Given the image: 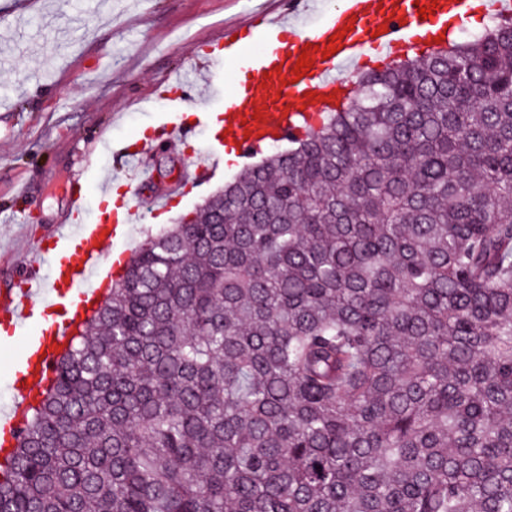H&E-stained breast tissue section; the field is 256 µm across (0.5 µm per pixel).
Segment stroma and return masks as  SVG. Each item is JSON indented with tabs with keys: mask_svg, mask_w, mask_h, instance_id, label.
I'll return each instance as SVG.
<instances>
[{
	"mask_svg": "<svg viewBox=\"0 0 512 512\" xmlns=\"http://www.w3.org/2000/svg\"><path fill=\"white\" fill-rule=\"evenodd\" d=\"M258 8L279 14L284 0H0V290L14 287L30 249L67 223L74 183L86 194V222L95 220L113 150L172 121L158 93L194 42L245 24ZM205 147L199 129L145 165L166 188L204 163ZM244 166L223 162L165 209L144 210L135 241L193 211Z\"/></svg>",
	"mask_w": 512,
	"mask_h": 512,
	"instance_id": "obj_1",
	"label": "stroma"
}]
</instances>
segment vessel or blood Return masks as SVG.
Returning a JSON list of instances; mask_svg holds the SVG:
<instances>
[{
	"label": "vessel or blood",
	"instance_id": "b4317fda",
	"mask_svg": "<svg viewBox=\"0 0 512 512\" xmlns=\"http://www.w3.org/2000/svg\"><path fill=\"white\" fill-rule=\"evenodd\" d=\"M422 6L432 8V15L420 17L418 9ZM468 10V0H340L325 19L299 30L286 41L280 35L284 24H297L299 0H289L287 18L282 22L266 12H253L252 28L267 33L256 57V74L240 90L225 95L226 119L223 125L208 129L207 163L187 168L180 181L170 185V193L179 192L185 185L205 183L222 161L223 146H231L240 156L248 157L270 143L294 136L297 100L312 95L322 105H331L340 76L360 59L370 54L393 59L416 28L445 30L449 18H464ZM222 46L244 48L241 27L225 29L220 41L203 42L201 49L209 56ZM303 55L311 68L300 78L295 67ZM200 76V70L192 63L176 74L165 95L171 112L183 111L182 93L197 85ZM168 137V130L163 129L134 147L120 148L126 193L122 199H115L111 178H103L99 185V215L93 223L84 222V193L81 188H74L70 226L58 230L51 243L33 248L20 287L0 295V329L9 335L28 326L33 329L13 374L12 403L7 409H0V429L6 435L20 429L22 415L54 376L59 357L73 336V319L90 307L102 305L98 283L105 273L104 245L123 242L121 259L132 258L134 251L127 243L133 225L142 219L137 199L152 181L143 160ZM47 304L63 307L69 312L70 321L42 324L41 309Z\"/></svg>",
	"mask_w": 512,
	"mask_h": 512
}]
</instances>
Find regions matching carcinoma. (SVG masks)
I'll return each instance as SVG.
<instances>
[{
	"instance_id": "cac0c4a2",
	"label": "carcinoma",
	"mask_w": 512,
	"mask_h": 512,
	"mask_svg": "<svg viewBox=\"0 0 512 512\" xmlns=\"http://www.w3.org/2000/svg\"><path fill=\"white\" fill-rule=\"evenodd\" d=\"M356 85L138 247L0 512H512V17Z\"/></svg>"
}]
</instances>
